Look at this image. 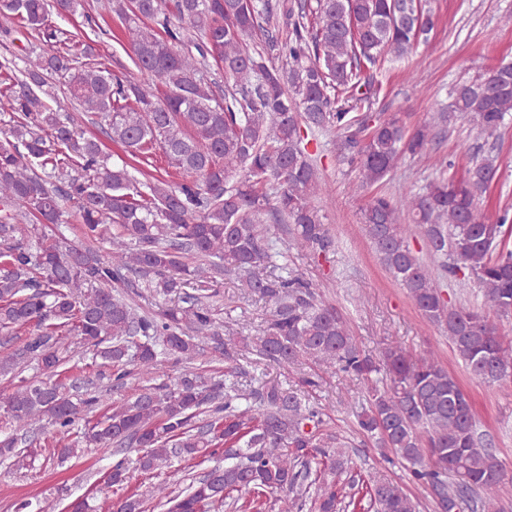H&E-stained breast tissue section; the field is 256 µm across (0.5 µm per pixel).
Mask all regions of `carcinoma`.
<instances>
[{
	"mask_svg": "<svg viewBox=\"0 0 512 512\" xmlns=\"http://www.w3.org/2000/svg\"><path fill=\"white\" fill-rule=\"evenodd\" d=\"M79 6L0 0V32L19 27L28 45L24 57H0V331L36 327L0 356L10 386L0 409L13 430L0 460H53L18 447V436L50 428L60 458L84 447L136 453L132 469L148 482L113 512H417L397 483L354 471L346 441L303 391L267 383L246 392L193 367L207 350L231 358L212 298L218 277L237 272L267 303L255 355L357 378L385 371L390 384L371 390L360 432L410 465L439 512H500L497 489L512 477L448 371L397 346L373 361L307 281L265 274L277 268L269 219L301 245L328 243L313 205L323 184L310 133L336 132L340 160L366 186L402 155L427 151L426 123L410 132L393 116L364 136L382 54L407 55L436 25L425 0H106L133 73L95 61L91 47L49 19L52 7L66 15ZM213 65L224 83L211 78ZM52 88L70 97L72 114L52 108ZM451 112L498 133L512 116V63L458 85ZM105 139L126 160L108 164ZM156 148L178 180L139 168ZM497 171L495 157L483 155L458 184L442 177L399 199L375 195L363 210L386 270L487 384L512 378V342L488 313L512 316V225L489 221L477 202ZM71 216L87 241L110 244L109 257L46 232ZM414 227L438 264L411 249ZM458 275L477 284L485 307L445 298L440 280ZM142 288L170 305L139 313L121 292ZM69 335L124 394H73L56 381ZM170 359L183 365L180 375L150 383ZM31 362L44 377L24 376ZM132 469L118 460L107 483L124 486Z\"/></svg>",
	"mask_w": 512,
	"mask_h": 512,
	"instance_id": "cac0c4a2",
	"label": "carcinoma"
}]
</instances>
